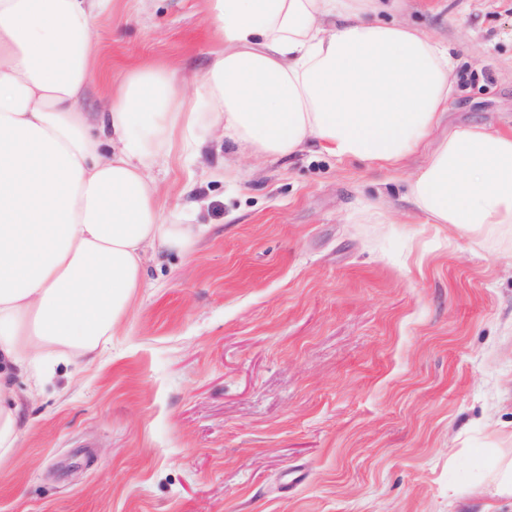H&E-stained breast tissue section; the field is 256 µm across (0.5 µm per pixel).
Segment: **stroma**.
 Wrapping results in <instances>:
<instances>
[{"label": "stroma", "instance_id": "stroma-1", "mask_svg": "<svg viewBox=\"0 0 512 512\" xmlns=\"http://www.w3.org/2000/svg\"><path fill=\"white\" fill-rule=\"evenodd\" d=\"M206 0H112L95 20L100 111L133 70L208 66ZM458 62L430 140L512 131V0H403ZM152 170L210 233L149 256L99 356L15 377L0 512H512L479 451L512 459V232L430 224L401 170L310 149ZM40 392L28 397L32 385Z\"/></svg>", "mask_w": 512, "mask_h": 512}]
</instances>
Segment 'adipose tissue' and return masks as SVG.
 <instances>
[{"instance_id": "adipose-tissue-1", "label": "adipose tissue", "mask_w": 512, "mask_h": 512, "mask_svg": "<svg viewBox=\"0 0 512 512\" xmlns=\"http://www.w3.org/2000/svg\"><path fill=\"white\" fill-rule=\"evenodd\" d=\"M111 4L0 0V456L18 439L13 377L92 360L143 288L147 253L209 232L163 213L150 175L162 155L200 158L214 125L240 152L315 144L395 170L454 90L448 48L381 20L399 0H208L214 45L193 95L152 65L89 112L94 22ZM407 191L430 223L512 229V132L454 129Z\"/></svg>"}]
</instances>
